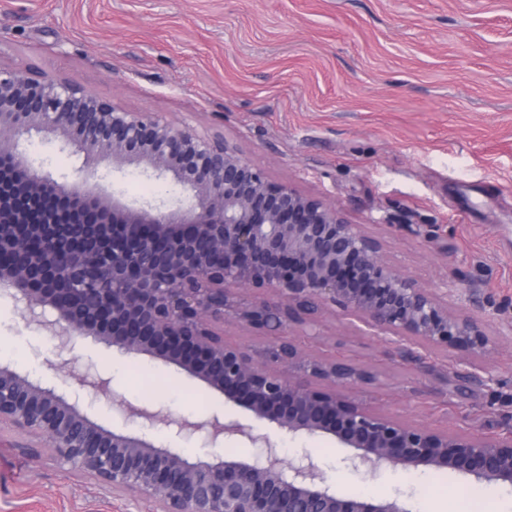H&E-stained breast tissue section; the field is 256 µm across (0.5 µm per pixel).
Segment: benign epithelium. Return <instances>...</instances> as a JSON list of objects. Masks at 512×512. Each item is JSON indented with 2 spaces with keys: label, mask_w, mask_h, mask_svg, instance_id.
I'll return each instance as SVG.
<instances>
[{
  "label": "benign epithelium",
  "mask_w": 512,
  "mask_h": 512,
  "mask_svg": "<svg viewBox=\"0 0 512 512\" xmlns=\"http://www.w3.org/2000/svg\"><path fill=\"white\" fill-rule=\"evenodd\" d=\"M53 134L112 166L135 165L189 191L164 210L109 201L100 188L60 183L34 167L23 136ZM0 284L15 309L70 342L91 336L126 354L159 358L293 436L329 435L371 476L384 467L450 471L512 487V427L448 433L372 411L351 392L379 383L369 365L312 354L340 310L352 336L454 349L453 392L486 385L474 362L490 338L478 316L448 304L388 260L382 241L341 209L274 180L224 134L200 133L148 112H127L73 78L0 66ZM265 336L255 348L224 340V326ZM82 388L108 391L89 371ZM139 417L217 443L241 436L261 459L189 461L105 428L55 387L0 365V426L44 442L50 458L154 512H412L397 499L336 492L311 455H279L268 436L217 415L203 422L119 404Z\"/></svg>",
  "instance_id": "benign-epithelium-1"
}]
</instances>
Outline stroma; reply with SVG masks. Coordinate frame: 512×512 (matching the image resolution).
<instances>
[{
	"label": "stroma",
	"mask_w": 512,
	"mask_h": 512,
	"mask_svg": "<svg viewBox=\"0 0 512 512\" xmlns=\"http://www.w3.org/2000/svg\"><path fill=\"white\" fill-rule=\"evenodd\" d=\"M0 65L75 78L129 112L224 133L276 180L341 207L385 240L392 262L447 287L459 312L490 336L479 360L493 381L448 395L440 372L461 355L431 352L428 369L372 337L338 336L327 319L313 354L374 367L377 385L353 390L365 407L440 430L500 432L512 414V0H0ZM35 167L78 180L83 155L52 135L23 137ZM116 199L168 207L169 181L97 167ZM398 231H390V224ZM95 371L109 395H91L59 370ZM0 365L54 385L104 426L125 425L189 460L253 459L237 437L217 446L175 427L120 417L114 400L203 421L219 414L265 433L283 457L310 453L328 483L397 497L419 512L434 497L471 512L469 477L426 468L346 466L326 436H291L253 419L200 381L145 355L84 337L62 344L22 317L0 288ZM32 439L0 430V512H152L66 472Z\"/></svg>",
	"instance_id": "35a3bbf8"
}]
</instances>
